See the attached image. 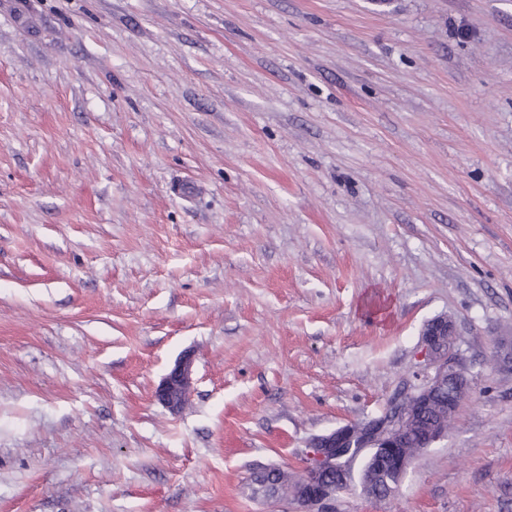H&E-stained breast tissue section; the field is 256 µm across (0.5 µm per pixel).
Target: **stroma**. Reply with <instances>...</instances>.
Segmentation results:
<instances>
[{"label":"stroma","instance_id":"obj_1","mask_svg":"<svg viewBox=\"0 0 512 512\" xmlns=\"http://www.w3.org/2000/svg\"><path fill=\"white\" fill-rule=\"evenodd\" d=\"M439 315L447 438L336 512H512V0H0V512H297ZM193 363L190 357L183 355L174 363L156 391L159 400L172 410L182 408L192 382Z\"/></svg>","mask_w":512,"mask_h":512}]
</instances>
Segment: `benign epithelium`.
<instances>
[{
  "label": "benign epithelium",
  "instance_id": "1",
  "mask_svg": "<svg viewBox=\"0 0 512 512\" xmlns=\"http://www.w3.org/2000/svg\"><path fill=\"white\" fill-rule=\"evenodd\" d=\"M415 370L403 391L380 413L348 423L309 442L302 474L290 481L275 464L259 467L253 478L265 476L276 489L274 499L291 498L300 512H328L327 505L351 488L349 465L367 455L385 479L399 482L416 455L444 439L472 385L457 345L456 327L446 315L429 320L421 330ZM193 363L183 355L156 391L159 400L178 410L186 402Z\"/></svg>",
  "mask_w": 512,
  "mask_h": 512
}]
</instances>
